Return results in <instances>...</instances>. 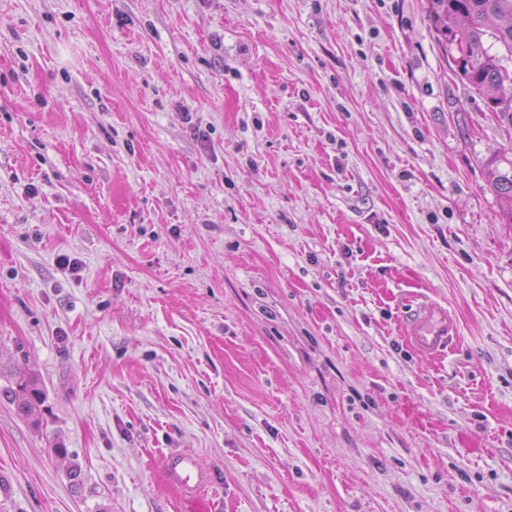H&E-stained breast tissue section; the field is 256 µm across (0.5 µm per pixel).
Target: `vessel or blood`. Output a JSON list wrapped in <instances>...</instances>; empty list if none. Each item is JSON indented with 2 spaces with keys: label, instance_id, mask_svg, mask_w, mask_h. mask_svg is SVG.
<instances>
[{
  "label": "vessel or blood",
  "instance_id": "vessel-or-blood-1",
  "mask_svg": "<svg viewBox=\"0 0 512 512\" xmlns=\"http://www.w3.org/2000/svg\"><path fill=\"white\" fill-rule=\"evenodd\" d=\"M456 332L447 309L433 303L420 306L404 323V335L413 349L422 356L435 357L444 353ZM163 467L170 482L184 497L199 494L208 483L207 473L193 454L183 452L164 457Z\"/></svg>",
  "mask_w": 512,
  "mask_h": 512
}]
</instances>
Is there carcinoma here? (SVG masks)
<instances>
[{"label":"carcinoma","mask_w":512,"mask_h":512,"mask_svg":"<svg viewBox=\"0 0 512 512\" xmlns=\"http://www.w3.org/2000/svg\"><path fill=\"white\" fill-rule=\"evenodd\" d=\"M429 17L438 40L451 52L454 73L486 99L489 112L498 126L512 133V93L503 92L512 86V0H428ZM491 39L499 47L492 53L484 47ZM508 168L493 161L488 180L493 192L512 201V161ZM14 363L8 374V385L0 386V397L18 403L30 415L40 400L42 390L34 373L25 368L27 353L14 343Z\"/></svg>","instance_id":"cac0c4a2"}]
</instances>
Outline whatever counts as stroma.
Returning a JSON list of instances; mask_svg holds the SVG:
<instances>
[{
    "mask_svg": "<svg viewBox=\"0 0 512 512\" xmlns=\"http://www.w3.org/2000/svg\"><path fill=\"white\" fill-rule=\"evenodd\" d=\"M503 158L428 0H0V512H512ZM504 163L509 166L508 169H501L497 160L492 162L488 171V180L497 196L512 202V161L506 159ZM455 332L456 326L448 310L433 303L420 306L404 323L406 340L425 357L432 358L448 350ZM12 354L14 363L8 374V385L0 386V397L11 403L18 402L19 409L31 415L35 404L40 400L42 390L34 373L25 368L27 353L20 343H14ZM163 467L170 482L175 485L185 498H193L208 483L207 473L199 466L195 456L183 452L164 457Z\"/></svg>",
    "mask_w": 512,
    "mask_h": 512,
    "instance_id": "1",
    "label": "stroma"
}]
</instances>
